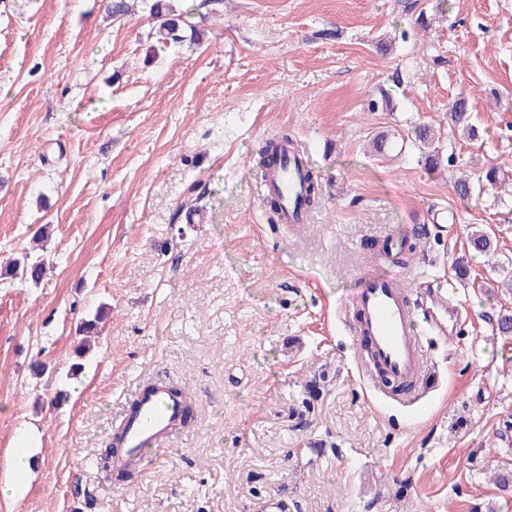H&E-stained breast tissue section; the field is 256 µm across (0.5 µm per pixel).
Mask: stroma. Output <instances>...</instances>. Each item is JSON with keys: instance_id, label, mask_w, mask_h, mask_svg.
<instances>
[{"instance_id": "1", "label": "stroma", "mask_w": 512, "mask_h": 512, "mask_svg": "<svg viewBox=\"0 0 512 512\" xmlns=\"http://www.w3.org/2000/svg\"><path fill=\"white\" fill-rule=\"evenodd\" d=\"M224 0L202 44L162 48L138 0H0V512H512V0ZM410 33L387 52L393 29ZM391 96L371 112L370 99ZM465 98L479 128L454 130ZM441 133L425 169L402 133ZM305 145L319 202L275 223L254 162ZM385 136L384 154L372 149ZM502 184L464 200L460 173ZM205 220L189 224L190 210ZM497 249L473 254L472 228ZM39 282L3 270L36 233ZM407 239L410 270L377 252ZM447 295L432 387L369 389L339 310L368 275ZM97 319L91 337L83 320ZM165 380L194 424L124 484L96 460L135 392Z\"/></svg>"}]
</instances>
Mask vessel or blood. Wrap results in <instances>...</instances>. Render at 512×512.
<instances>
[{"label":"vessel or blood","instance_id":"b4317fda","mask_svg":"<svg viewBox=\"0 0 512 512\" xmlns=\"http://www.w3.org/2000/svg\"><path fill=\"white\" fill-rule=\"evenodd\" d=\"M308 169L307 153L287 146L262 183V195L280 201L281 223L300 228L309 222L310 213L302 202ZM415 309L410 289L395 277H368L347 302L344 318L352 334L368 343L364 366L373 390L389 381L421 383L424 347L413 329ZM133 402L135 414H124L120 420L123 464L142 462L178 430L186 399L173 396L159 382L151 391L138 392Z\"/></svg>","mask_w":512,"mask_h":512}]
</instances>
